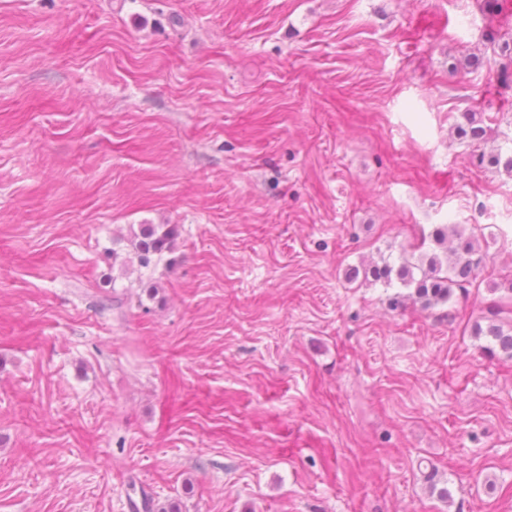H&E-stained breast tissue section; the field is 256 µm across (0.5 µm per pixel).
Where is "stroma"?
I'll return each mask as SVG.
<instances>
[{
  "instance_id": "1",
  "label": "stroma",
  "mask_w": 512,
  "mask_h": 512,
  "mask_svg": "<svg viewBox=\"0 0 512 512\" xmlns=\"http://www.w3.org/2000/svg\"><path fill=\"white\" fill-rule=\"evenodd\" d=\"M499 8L0 0V512H512ZM441 224L476 279L392 309ZM178 236L174 224H142L139 234L133 233L131 244L139 264L149 265L154 256L170 251ZM473 336H488L491 343L506 357L512 358V333L505 331L503 327L494 322L488 323L484 329L480 323L474 324Z\"/></svg>"
}]
</instances>
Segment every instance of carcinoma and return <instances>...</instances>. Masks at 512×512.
Returning a JSON list of instances; mask_svg holds the SVG:
<instances>
[{
	"label": "carcinoma",
	"mask_w": 512,
	"mask_h": 512,
	"mask_svg": "<svg viewBox=\"0 0 512 512\" xmlns=\"http://www.w3.org/2000/svg\"><path fill=\"white\" fill-rule=\"evenodd\" d=\"M466 121V126L460 127V136L475 144L483 141L485 129L477 120L476 113L466 115ZM485 161L497 168H503L510 175L512 174V154L504 155L498 151L488 156L479 155V162ZM450 235L456 237L457 243L448 248L447 263H442L439 257L433 255L429 258L427 266L420 268L421 276L416 278L409 262H404L395 271L385 261L383 265L374 267L373 276L389 285L391 284V274H396L404 287L414 289L412 297L424 309L448 301L452 293V286H458L473 278L477 268L473 256L478 252L477 240L472 237H463L455 225H440L431 232L432 240L439 246L444 245ZM177 236L178 228L175 224L140 225V231L133 234L131 240L134 255L139 264L147 265L151 262L152 257L160 256L171 250ZM473 336L477 338L480 336L490 337L491 343L503 355L512 358V333L504 330L501 325L491 322L484 327L476 323L473 326Z\"/></svg>",
	"instance_id": "obj_1"
}]
</instances>
